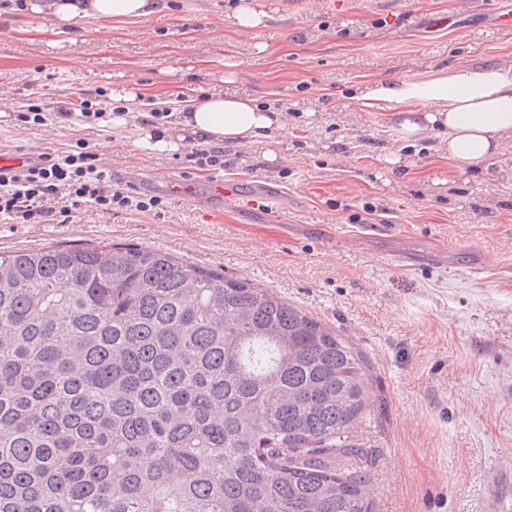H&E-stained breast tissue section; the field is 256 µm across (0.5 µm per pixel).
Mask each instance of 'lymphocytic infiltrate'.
<instances>
[{
  "instance_id": "f902f5d3",
  "label": "lymphocytic infiltrate",
  "mask_w": 512,
  "mask_h": 512,
  "mask_svg": "<svg viewBox=\"0 0 512 512\" xmlns=\"http://www.w3.org/2000/svg\"><path fill=\"white\" fill-rule=\"evenodd\" d=\"M155 197L114 185L112 173L85 141L66 151L44 152L39 164L0 175V222L66 224L74 210L147 212Z\"/></svg>"
}]
</instances>
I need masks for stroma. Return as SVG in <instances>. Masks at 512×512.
<instances>
[{"instance_id":"obj_1","label":"stroma","mask_w":512,"mask_h":512,"mask_svg":"<svg viewBox=\"0 0 512 512\" xmlns=\"http://www.w3.org/2000/svg\"><path fill=\"white\" fill-rule=\"evenodd\" d=\"M144 18L62 30L46 15L0 10V147L93 144L113 178L161 210L67 224H1L0 250L138 245L243 277L348 339L370 367L372 408L349 437L365 459L373 512H512V142L459 168L439 130L399 140L387 110L360 95L379 79L434 82L460 65L512 62V0H261L238 29L239 0H163ZM232 88L281 112L279 157L262 145L199 167L191 146L138 147L152 104ZM136 90L124 124L21 126L29 105ZM400 162L386 164L387 154ZM187 176L239 182L212 207L169 195ZM413 253L398 263L396 254ZM267 12L253 2H243L234 15V24L239 29L249 30L262 25Z\"/></svg>"}]
</instances>
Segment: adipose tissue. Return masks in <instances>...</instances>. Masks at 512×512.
Instances as JSON below:
<instances>
[{"mask_svg": "<svg viewBox=\"0 0 512 512\" xmlns=\"http://www.w3.org/2000/svg\"><path fill=\"white\" fill-rule=\"evenodd\" d=\"M30 9L47 14L56 26L76 29L91 18L145 17L162 9L160 0H32ZM365 107L421 102V109L397 113L393 127L403 140L430 129L447 135L449 158L466 168L484 162L512 142V64L462 67L429 84L372 82L361 96ZM280 113L259 106L250 95L214 93L170 110L168 121L144 126L139 147L178 151L184 140L210 146L260 144L281 127Z\"/></svg>", "mask_w": 512, "mask_h": 512, "instance_id": "ef3b65f1", "label": "adipose tissue"}]
</instances>
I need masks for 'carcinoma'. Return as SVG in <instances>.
Here are the masks:
<instances>
[{"label":"carcinoma","instance_id":"carcinoma-1","mask_svg":"<svg viewBox=\"0 0 512 512\" xmlns=\"http://www.w3.org/2000/svg\"><path fill=\"white\" fill-rule=\"evenodd\" d=\"M356 348L138 246L0 252V512H371Z\"/></svg>","mask_w":512,"mask_h":512}]
</instances>
